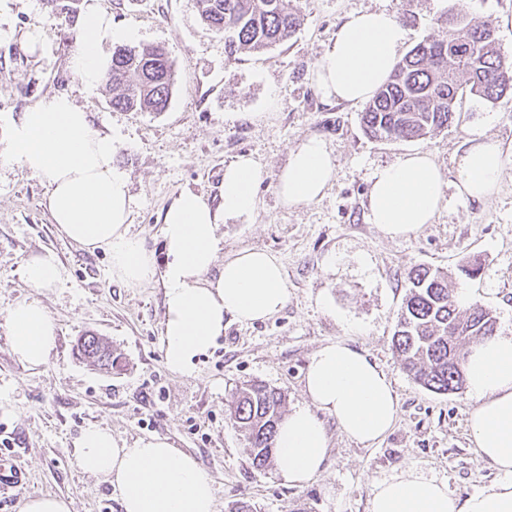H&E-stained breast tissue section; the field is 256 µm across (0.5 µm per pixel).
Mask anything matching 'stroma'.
I'll return each mask as SVG.
<instances>
[{"label": "stroma", "mask_w": 512, "mask_h": 512, "mask_svg": "<svg viewBox=\"0 0 512 512\" xmlns=\"http://www.w3.org/2000/svg\"><path fill=\"white\" fill-rule=\"evenodd\" d=\"M307 20L288 42L260 53L228 54L224 37L199 18L191 0H98L112 24L135 32L136 43L163 47L178 81L162 112L114 108L105 84L88 88L70 69L79 27L62 26L44 0H0V149L9 123L42 98L68 94L89 114L94 131L111 136L113 167L134 199L129 232L165 269L163 216L180 192L211 205L223 193L224 168L251 156L262 176L257 206L248 216L220 222L221 256L262 249L279 258L288 293L268 320L245 325L224 319L216 346L196 359L191 376L171 373L162 341V279L129 286L113 279L108 253L90 252L65 237L46 207L47 187L19 163L0 160V457L19 456L25 485L0 512H20L26 496L66 497L72 512H122L110 485L78 470L73 443L97 424L126 446L161 436L194 456L211 475L217 512L239 501L256 512H369L375 485L415 466L446 479L466 497L489 485L495 470L480 461L471 439L467 390H427L403 370L392 346L408 292L406 275L430 267L468 301L493 311L497 330L512 333V101L495 104L460 89L447 129L419 140H375L360 124L363 104L326 99L313 81L317 62L345 18L385 9L406 33L404 49L441 39L448 20L462 15L493 21L501 54L512 61V0H293ZM42 26L43 53H31L25 31ZM500 141L504 170L490 198L473 201L456 189L455 157L473 133ZM318 136L336 158V176L313 203L285 206L276 189L289 152ZM429 153L446 185L434 223L406 240L392 241L368 222L373 173L403 155ZM51 252L57 281L31 287L29 257ZM474 276H466V269ZM37 299L56 324L48 362L30 369L11 353L6 310ZM105 339L119 362L107 370L84 360L81 336ZM345 342L367 353L390 377L398 419L386 436L365 446L348 439L331 417L326 462L302 486L279 468L253 466L244 438L226 410L241 382L280 389L286 410L306 406L304 376L322 346Z\"/></svg>", "instance_id": "stroma-1"}]
</instances>
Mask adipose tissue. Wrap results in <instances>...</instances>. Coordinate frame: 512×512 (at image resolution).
I'll return each instance as SVG.
<instances>
[{
	"instance_id": "adipose-tissue-1",
	"label": "adipose tissue",
	"mask_w": 512,
	"mask_h": 512,
	"mask_svg": "<svg viewBox=\"0 0 512 512\" xmlns=\"http://www.w3.org/2000/svg\"><path fill=\"white\" fill-rule=\"evenodd\" d=\"M134 37L132 30L113 27L96 0H85L80 43L71 61L74 73L86 86L96 85L106 67L103 39ZM404 40L393 13L349 14L316 66L319 89L350 103L370 99L398 61ZM113 153L111 138L91 130L87 113L67 95L55 94L11 123L0 156L18 162L46 185L50 217L68 239L88 251L107 252L113 277L143 285L154 279L156 261L128 232L133 198L127 178L112 167ZM503 168L500 142L474 133L456 159L459 194L490 196ZM335 173L336 159L325 141L304 138L278 175V194L289 207L311 203L324 194ZM260 177L253 159L240 156L224 168L220 208L183 192L165 213L169 263L162 336L165 364L175 374L192 373L195 358L223 335L225 315L251 324L278 313L287 300L283 266L273 254L244 249L224 260L218 257L219 221L253 213ZM443 186V174L429 155H406L375 171L368 220L389 239L408 238L433 223ZM6 321L16 360L31 369L46 364L56 345V326L42 302L12 305ZM465 378L472 440L497 480L462 499L449 492L444 480L411 467L376 485L370 512H512V335L497 334L473 346ZM304 380L312 406L284 417L275 438L281 475L294 485L309 480L325 463L329 437L321 414L334 417L342 433L367 446L393 427L398 413L390 377L348 344L319 348ZM75 461L82 472L110 484L122 512H215L211 475L166 438H142L126 447L109 429L89 425L75 441Z\"/></svg>"
}]
</instances>
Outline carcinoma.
<instances>
[{
	"label": "carcinoma",
	"mask_w": 512,
	"mask_h": 512,
	"mask_svg": "<svg viewBox=\"0 0 512 512\" xmlns=\"http://www.w3.org/2000/svg\"><path fill=\"white\" fill-rule=\"evenodd\" d=\"M201 19L224 34L225 49L258 52L286 42L305 22L290 0H193ZM491 21L478 25L464 18L448 21L444 39H425L394 65L361 112L360 123L372 138L422 139L451 124L456 115L459 77L469 92L491 103L505 98L512 84L502 66L511 65L497 49ZM112 106L130 112H162L176 83L174 64L153 45H117L103 75ZM410 290L399 314L393 346L404 369L432 392L446 394L465 382L467 353L462 344L495 334L496 318L478 303L460 305L439 270L419 267L408 274ZM82 355L113 366L112 350L98 336L80 338ZM284 397L269 385L249 380L237 388L227 411L230 424L248 441L254 467L275 460L274 442Z\"/></svg>",
	"instance_id": "1"
}]
</instances>
